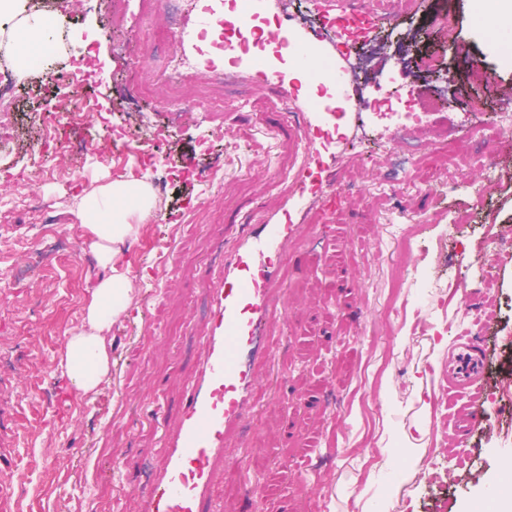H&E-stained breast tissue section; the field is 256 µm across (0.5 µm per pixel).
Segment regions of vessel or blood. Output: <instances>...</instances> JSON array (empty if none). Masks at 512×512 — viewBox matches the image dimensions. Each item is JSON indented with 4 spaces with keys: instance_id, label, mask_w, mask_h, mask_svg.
Returning a JSON list of instances; mask_svg holds the SVG:
<instances>
[{
    "instance_id": "1",
    "label": "vessel or blood",
    "mask_w": 512,
    "mask_h": 512,
    "mask_svg": "<svg viewBox=\"0 0 512 512\" xmlns=\"http://www.w3.org/2000/svg\"><path fill=\"white\" fill-rule=\"evenodd\" d=\"M310 5L323 20L315 32L284 21L283 0H194L172 39L174 56L197 72L276 90L302 119L303 156L280 207L239 236L207 290L203 353L165 435L145 512H224L211 488L218 474L237 466L224 446L243 431L256 406L255 362L273 355L269 327L278 311V260L313 207L334 204L332 187L347 156L349 131L375 119L367 95L347 84L348 54L336 22L357 17L358 34L367 35L378 13L352 0ZM307 82L322 85L320 97L303 92ZM482 367L476 347L458 341L448 358L449 388L473 386Z\"/></svg>"
}]
</instances>
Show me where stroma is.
Returning <instances> with one entry per match:
<instances>
[{
  "mask_svg": "<svg viewBox=\"0 0 512 512\" xmlns=\"http://www.w3.org/2000/svg\"><path fill=\"white\" fill-rule=\"evenodd\" d=\"M167 2L83 0L54 47L55 71L38 67L22 80L0 66V113L14 108L19 125L46 102L69 103L63 72L93 75L89 116L62 124L60 152L24 136L0 151V271L15 273L0 300V406L12 413L0 452L18 458V501L42 512H144L164 423L201 352L208 283L301 164L298 121L272 90L171 70ZM435 2L379 0L386 86L410 91L421 150L399 176L383 124L359 131L335 188L339 206L313 211L284 257L276 360L255 370L238 467L213 488L224 512H457L508 474L512 185L487 191L484 166L512 169V137L493 125L498 100L485 92L489 78L512 88V65L495 53L475 0H448L452 33L424 31L434 70L409 64L408 33ZM478 97L479 111L470 107ZM265 125L275 137L262 134ZM106 174L145 179L162 211L127 251L143 283L114 331L112 388L91 403L71 396L54 357L80 325L95 278L66 194ZM464 215L468 224L450 227L449 217ZM416 216L426 226L401 252L399 231ZM490 235L500 244L488 259ZM38 256L44 273L20 276ZM401 263L412 280L394 302ZM461 282L468 294L456 291ZM465 331L483 348L484 369L462 394L447 391L444 373L448 347ZM299 395L303 403L286 409ZM55 396L74 410L44 421L39 408ZM467 407L483 418L462 432L455 418Z\"/></svg>",
  "mask_w": 512,
  "mask_h": 512,
  "instance_id": "stroma-1",
  "label": "stroma"
}]
</instances>
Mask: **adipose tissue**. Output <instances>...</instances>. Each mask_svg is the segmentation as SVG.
I'll use <instances>...</instances> for the list:
<instances>
[{"instance_id":"ef3b65f1","label":"adipose tissue","mask_w":512,"mask_h":512,"mask_svg":"<svg viewBox=\"0 0 512 512\" xmlns=\"http://www.w3.org/2000/svg\"><path fill=\"white\" fill-rule=\"evenodd\" d=\"M20 2L0 0V17L16 21L5 49L21 77L53 50L62 18L22 12ZM68 212L88 241L97 274L82 323L66 337L55 373L71 392L95 398L112 386V329L129 314L139 288L124 255L139 239L142 226L157 219L159 202L149 183L129 175L81 189L71 197Z\"/></svg>"}]
</instances>
